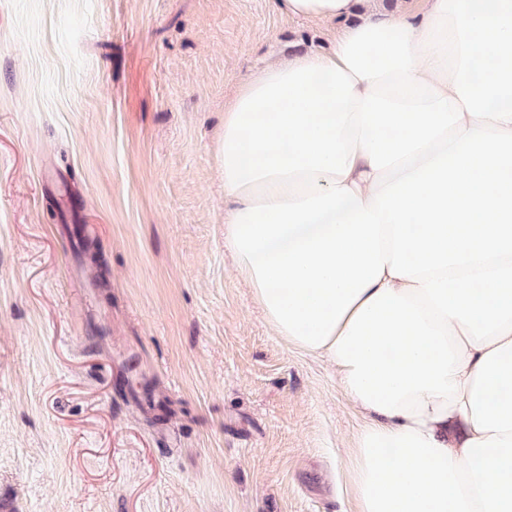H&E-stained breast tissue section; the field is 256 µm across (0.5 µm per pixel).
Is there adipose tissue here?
Returning <instances> with one entry per match:
<instances>
[{
  "instance_id": "ef3b65f1",
  "label": "adipose tissue",
  "mask_w": 512,
  "mask_h": 512,
  "mask_svg": "<svg viewBox=\"0 0 512 512\" xmlns=\"http://www.w3.org/2000/svg\"><path fill=\"white\" fill-rule=\"evenodd\" d=\"M330 51L224 109V246L365 424L357 512H512V0H279Z\"/></svg>"
}]
</instances>
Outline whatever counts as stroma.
<instances>
[{
    "mask_svg": "<svg viewBox=\"0 0 512 512\" xmlns=\"http://www.w3.org/2000/svg\"><path fill=\"white\" fill-rule=\"evenodd\" d=\"M330 24L0 0V512H356L363 417L224 247V107Z\"/></svg>",
    "mask_w": 512,
    "mask_h": 512,
    "instance_id": "obj_1",
    "label": "stroma"
}]
</instances>
